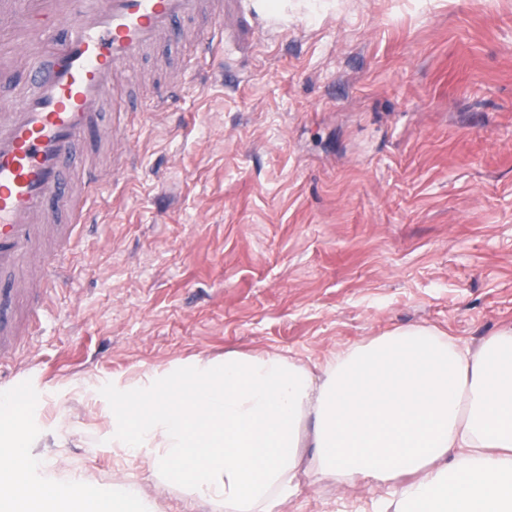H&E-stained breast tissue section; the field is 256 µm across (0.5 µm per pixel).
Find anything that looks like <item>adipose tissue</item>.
I'll return each mask as SVG.
<instances>
[{
	"label": "adipose tissue",
	"mask_w": 512,
	"mask_h": 512,
	"mask_svg": "<svg viewBox=\"0 0 512 512\" xmlns=\"http://www.w3.org/2000/svg\"><path fill=\"white\" fill-rule=\"evenodd\" d=\"M112 445L213 512H281L301 479L375 481L377 512H512V327L470 347L395 328L311 368L230 351L112 382ZM8 512H154L116 483L35 489Z\"/></svg>",
	"instance_id": "1"
}]
</instances>
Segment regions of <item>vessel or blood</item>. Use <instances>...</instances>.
<instances>
[{"label": "vessel or blood", "instance_id": "obj_1", "mask_svg": "<svg viewBox=\"0 0 512 512\" xmlns=\"http://www.w3.org/2000/svg\"><path fill=\"white\" fill-rule=\"evenodd\" d=\"M248 19L261 0H0V74L25 65L36 90L0 102V279L17 277L27 305L38 294L19 272L41 253L43 277L69 262L67 244L91 217L90 203L112 180L93 159L69 183L64 169L99 127L114 79L165 37L205 20L198 57L224 44V11ZM28 322L0 310V355Z\"/></svg>", "mask_w": 512, "mask_h": 512}]
</instances>
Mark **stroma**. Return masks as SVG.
Returning a JSON list of instances; mask_svg holds the SVG:
<instances>
[{"instance_id":"stroma-1","label":"stroma","mask_w":512,"mask_h":512,"mask_svg":"<svg viewBox=\"0 0 512 512\" xmlns=\"http://www.w3.org/2000/svg\"><path fill=\"white\" fill-rule=\"evenodd\" d=\"M221 54L161 40L84 141L117 179L32 336L0 364L33 484L114 480L212 512L112 445V381L233 350L321 364L400 326L477 346L512 326V0H288ZM174 110L147 105L172 80ZM302 484L282 512H372Z\"/></svg>"}]
</instances>
